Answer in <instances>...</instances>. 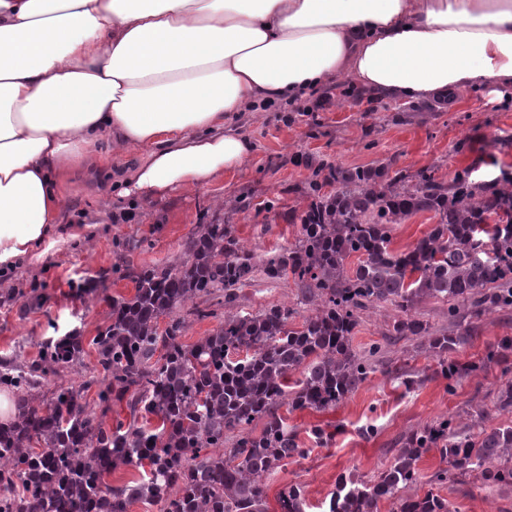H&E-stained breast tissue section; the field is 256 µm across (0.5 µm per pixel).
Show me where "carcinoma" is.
<instances>
[{"instance_id": "obj_1", "label": "carcinoma", "mask_w": 512, "mask_h": 512, "mask_svg": "<svg viewBox=\"0 0 512 512\" xmlns=\"http://www.w3.org/2000/svg\"><path fill=\"white\" fill-rule=\"evenodd\" d=\"M309 188L314 200L298 216L295 242L262 265L272 283L293 276L310 307L301 323L286 305L233 309L256 263L229 225L199 224L179 262L124 273L135 292L112 298L111 323L89 342L97 373L79 386L44 392L60 369L83 358L78 331L45 337L31 361L0 358V391L15 402L14 416L0 421V512H130L137 502L159 512H268L267 480L286 460L311 452L281 407L333 409L367 380L382 345L363 355L352 340L361 314L382 304L394 310L385 335L419 339L450 393L462 376L512 358V336L477 361L450 357L488 313L512 310V176L479 183L463 169L440 182L427 169L407 178L381 165L318 166ZM418 212L433 213L435 224L408 249L394 250V225ZM432 299L448 302L446 332L417 316ZM190 317L218 325L185 344ZM94 385L91 408L84 396ZM117 404L126 405L129 421L107 422ZM493 407L512 416V378ZM468 415L478 432L452 417L420 426L404 435L377 476H339L330 512H379L382 501L391 512H451L438 493L442 485L472 478L512 487V423L487 427L482 408ZM258 419L261 433L246 432ZM235 430L243 435L228 447L224 435ZM433 448L441 467L429 489L403 497L404 486L420 478L417 462ZM146 465L144 480L106 481L120 466ZM278 502L280 512L307 507L299 484L285 486Z\"/></svg>"}]
</instances>
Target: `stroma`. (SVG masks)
Masks as SVG:
<instances>
[{"label": "stroma", "instance_id": "35a3bbf8", "mask_svg": "<svg viewBox=\"0 0 512 512\" xmlns=\"http://www.w3.org/2000/svg\"><path fill=\"white\" fill-rule=\"evenodd\" d=\"M329 88L324 105H317L311 95L303 112H285L275 104L242 116L240 124L254 145L251 156L204 189L147 204L109 200L113 173L136 165L143 156L138 149L72 172L61 186L68 241L52 248L40 263L0 271V358L32 359L41 337L51 334L77 330L92 339L111 321L110 299L134 292L132 282L117 270L120 260L137 268L171 264L181 256L195 225H230L259 259L293 243L298 226L292 216L312 201L308 183L317 164H383L391 173L406 176L428 168L440 181L464 168L478 182L512 171L511 84H480L455 101L393 100L363 92L346 78ZM228 198L242 201V209L225 211ZM128 241L140 242V249L120 252L119 243ZM89 277L98 282L99 297L93 302L77 290ZM32 288L42 289L43 298L31 307L20 293ZM298 295L294 279L270 283L258 276L243 287L240 304L243 311L253 312L270 304L296 303ZM506 334H512V312L490 313L459 352L460 362L478 360ZM375 364V373L336 410L289 414L288 424L300 439L325 422L339 425L340 431L329 445L288 462L269 479L270 512H275L279 490L291 483L304 487L307 512H323L338 475L366 479L378 474L392 461L406 430L461 414L472 404H491L503 381L501 366L494 365L480 376L460 379L454 392H447L444 381L431 375L432 359L403 341L384 343ZM406 365L421 378L412 389L402 383L400 369ZM369 427L378 430L370 439L363 435ZM440 493L452 512H512V489L451 483Z\"/></svg>", "mask_w": 512, "mask_h": 512}]
</instances>
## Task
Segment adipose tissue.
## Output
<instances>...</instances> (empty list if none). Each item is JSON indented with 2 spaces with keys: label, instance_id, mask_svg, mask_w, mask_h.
Masks as SVG:
<instances>
[{
  "label": "adipose tissue",
  "instance_id": "obj_1",
  "mask_svg": "<svg viewBox=\"0 0 512 512\" xmlns=\"http://www.w3.org/2000/svg\"><path fill=\"white\" fill-rule=\"evenodd\" d=\"M395 98L512 83V0H0V269L60 241L64 174L143 150L120 199L239 169L236 119L337 78Z\"/></svg>",
  "mask_w": 512,
  "mask_h": 512
}]
</instances>
